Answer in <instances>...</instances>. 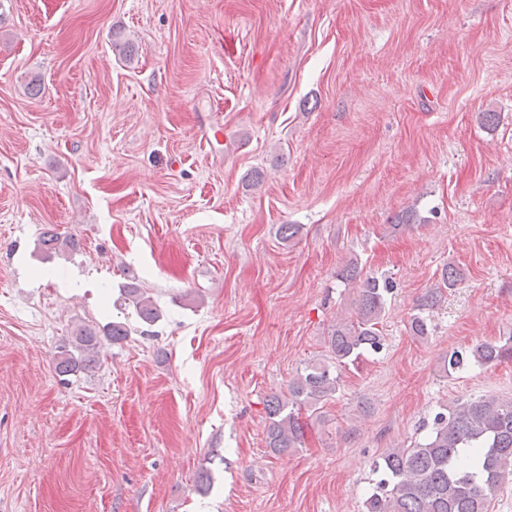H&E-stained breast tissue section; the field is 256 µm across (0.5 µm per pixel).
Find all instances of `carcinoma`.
Wrapping results in <instances>:
<instances>
[{"mask_svg": "<svg viewBox=\"0 0 512 512\" xmlns=\"http://www.w3.org/2000/svg\"><path fill=\"white\" fill-rule=\"evenodd\" d=\"M337 278L356 285L353 313L337 321L329 332L331 360L307 363L289 382L288 394L273 395L266 401V444L274 453L302 446L304 425L299 410L313 408L336 392L339 367L354 365L364 353L383 349L379 324L391 291L389 280L365 273L354 259L338 270ZM465 278L464 269L458 266L450 264L442 270L446 288ZM442 297L439 288L428 291L410 316L408 330L415 339L424 341L430 336L428 311L437 307ZM123 302L148 325L159 318L152 297L134 281L124 286ZM99 343V332L79 329L70 348L61 351L59 372L72 374L89 368ZM505 359H512V336L502 344L482 343L465 353L454 350L444 357L441 368L451 374ZM374 470L380 479L365 500L366 512H489L502 482L512 476V400H454L435 414L423 441L388 449L374 463Z\"/></svg>", "mask_w": 512, "mask_h": 512, "instance_id": "1", "label": "carcinoma"}]
</instances>
